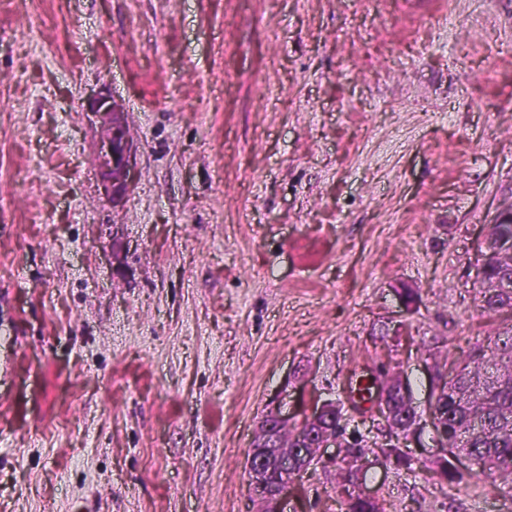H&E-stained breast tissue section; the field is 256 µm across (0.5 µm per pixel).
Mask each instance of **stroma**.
I'll list each match as a JSON object with an SVG mask.
<instances>
[{
    "label": "stroma",
    "instance_id": "obj_1",
    "mask_svg": "<svg viewBox=\"0 0 512 512\" xmlns=\"http://www.w3.org/2000/svg\"><path fill=\"white\" fill-rule=\"evenodd\" d=\"M511 203L512 0H0V512H256L263 412L365 370L422 407L506 331L475 296ZM431 436L368 471L385 512H512ZM88 109L101 119L99 146L94 164L105 195L112 204L121 203L138 176L137 150L120 106L107 94H100Z\"/></svg>",
    "mask_w": 512,
    "mask_h": 512
}]
</instances>
